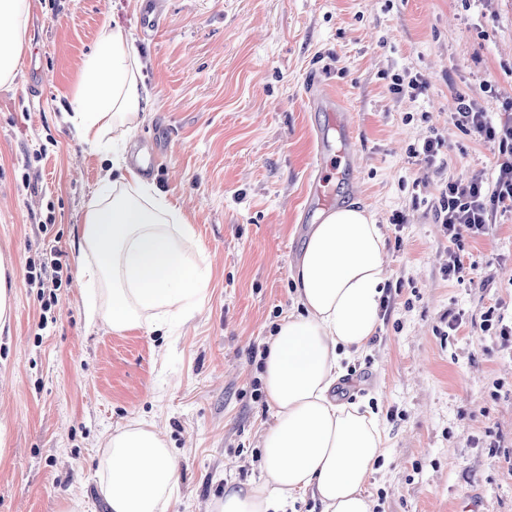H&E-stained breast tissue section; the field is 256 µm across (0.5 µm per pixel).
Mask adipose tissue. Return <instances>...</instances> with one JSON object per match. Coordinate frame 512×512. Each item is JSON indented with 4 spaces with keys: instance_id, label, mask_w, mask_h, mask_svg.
Segmentation results:
<instances>
[{
    "instance_id": "obj_1",
    "label": "adipose tissue",
    "mask_w": 512,
    "mask_h": 512,
    "mask_svg": "<svg viewBox=\"0 0 512 512\" xmlns=\"http://www.w3.org/2000/svg\"><path fill=\"white\" fill-rule=\"evenodd\" d=\"M31 0H0V86L21 61ZM135 40L105 19L65 115L83 144L127 139L150 104ZM195 236L166 194L113 154L88 203L77 276L88 323L115 332L149 331L204 300L208 273L186 245ZM382 229L350 205L312 225L294 280L299 313L280 322L261 380L272 421L262 436L259 479L229 484L213 512H286L296 494L321 512H373L365 488L386 434L369 404L341 403L331 390L347 361L368 349L381 326L387 286ZM178 463L153 428L135 423L107 440L99 471L109 512H166Z\"/></svg>"
}]
</instances>
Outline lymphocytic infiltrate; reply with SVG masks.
<instances>
[{"label": "lymphocytic infiltrate", "instance_id": "lymphocytic-infiltrate-1", "mask_svg": "<svg viewBox=\"0 0 512 512\" xmlns=\"http://www.w3.org/2000/svg\"><path fill=\"white\" fill-rule=\"evenodd\" d=\"M453 124L462 133L498 148L491 180L457 179L444 183L439 192L434 217L452 245L442 271L457 281L464 270L461 250L465 239L486 236L498 216L512 214V113L499 123L489 122L475 98L462 95Z\"/></svg>", "mask_w": 512, "mask_h": 512}]
</instances>
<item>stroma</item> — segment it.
<instances>
[{"label":"stroma","instance_id":"35a3bbf8","mask_svg":"<svg viewBox=\"0 0 512 512\" xmlns=\"http://www.w3.org/2000/svg\"><path fill=\"white\" fill-rule=\"evenodd\" d=\"M141 2L33 0L20 68L0 86V257L14 290L0 334V512H63L73 498L78 512H107L100 451L135 422L179 459L168 512H210L228 483L258 478L271 409L253 395L251 351L298 309L292 271L320 221L308 200L320 176L336 205L371 211L385 236L391 310L335 390L345 402L382 398L387 454L366 487L375 512H512V345L482 329L487 311L512 318V216L466 241L462 284L442 274L450 243L434 222L443 182L494 168L492 148L451 116L468 94L501 120L512 0H166L152 38ZM108 18L135 38L153 99L120 148L162 144L152 181L192 224L189 256L209 273L201 305L153 333L87 326L76 276L106 162L63 114ZM316 73L358 141L321 167ZM396 74L428 87L394 95ZM435 134L451 146L438 172L409 153ZM398 211L400 227L390 222ZM53 252L62 285L48 308L25 271ZM458 313L463 325L449 334Z\"/></svg>","mask_w":512,"mask_h":512}]
</instances>
